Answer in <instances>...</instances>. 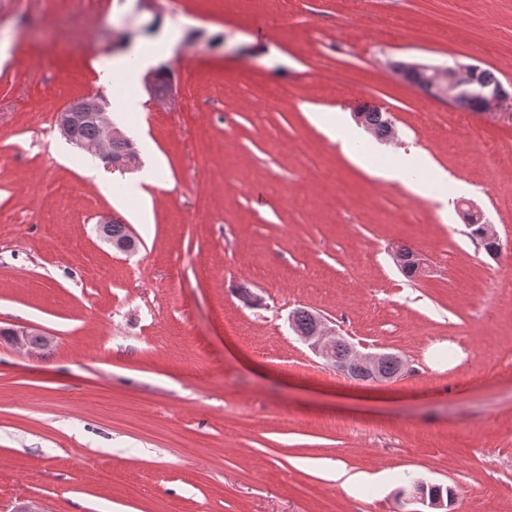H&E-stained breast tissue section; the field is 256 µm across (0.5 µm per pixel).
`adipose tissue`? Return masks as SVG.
<instances>
[{"label":"adipose tissue","mask_w":512,"mask_h":512,"mask_svg":"<svg viewBox=\"0 0 512 512\" xmlns=\"http://www.w3.org/2000/svg\"><path fill=\"white\" fill-rule=\"evenodd\" d=\"M311 121L339 139L345 154L368 168L378 179L405 184L414 194L429 198L440 206L448 204V174L423 154L399 153L397 163L377 165L373 162V145L366 132L346 124L340 114L312 112Z\"/></svg>","instance_id":"ef3b65f1"}]
</instances>
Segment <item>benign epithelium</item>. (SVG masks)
<instances>
[{
    "label": "benign epithelium",
    "mask_w": 512,
    "mask_h": 512,
    "mask_svg": "<svg viewBox=\"0 0 512 512\" xmlns=\"http://www.w3.org/2000/svg\"><path fill=\"white\" fill-rule=\"evenodd\" d=\"M478 66L471 64H457L453 67L410 61L406 68L395 73V77L410 82V79L428 81L431 83L429 96L436 99L447 97L455 98L461 95L476 97L480 100V111L500 112L512 108V96L500 85H482L475 79ZM83 119L94 123L101 132L100 140L93 146L77 145V148L98 157L104 167L112 170L130 171L134 169L131 164H125L112 158V141L122 137V134L112 126L105 112L104 98L99 94L86 95L70 102L66 107L56 113V121L63 136H68V127L74 121ZM319 329L313 336H306L304 340L318 355L332 360L331 352L339 339L335 332L326 327L323 319H318ZM14 344L30 353H35L38 346L31 343V338L41 336L45 341L50 338L44 332L34 328H22L10 332ZM353 363L362 367L371 375V381L384 382L386 378L376 374L380 364L392 357L390 352L363 353L351 348ZM424 483H418L410 492L409 501L420 503L436 512L447 507L440 498H428L423 491Z\"/></svg>",
    "instance_id": "benign-epithelium-1"
}]
</instances>
